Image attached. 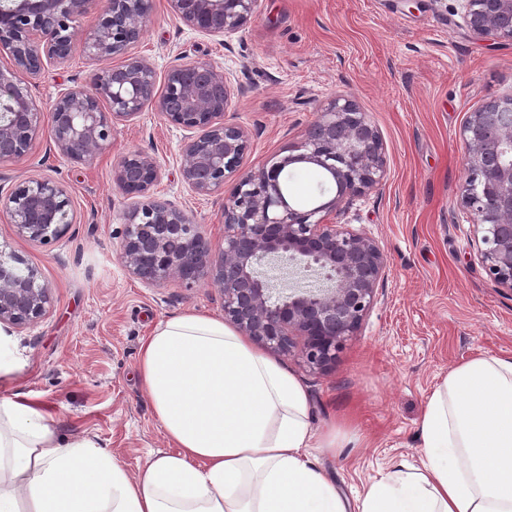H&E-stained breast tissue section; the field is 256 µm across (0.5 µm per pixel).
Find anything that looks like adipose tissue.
<instances>
[{
  "label": "adipose tissue",
  "instance_id": "ef3b65f1",
  "mask_svg": "<svg viewBox=\"0 0 512 512\" xmlns=\"http://www.w3.org/2000/svg\"><path fill=\"white\" fill-rule=\"evenodd\" d=\"M25 358L0 327V512H512V356L449 369L420 420L418 465L348 500L313 465L335 453L311 396L222 318L186 311L140 349L142 388L176 451L131 474L86 434L65 438L17 392Z\"/></svg>",
  "mask_w": 512,
  "mask_h": 512
}]
</instances>
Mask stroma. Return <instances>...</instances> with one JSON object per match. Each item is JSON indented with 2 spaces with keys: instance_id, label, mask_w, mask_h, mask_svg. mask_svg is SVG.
I'll list each match as a JSON object with an SVG mask.
<instances>
[{
  "instance_id": "stroma-1",
  "label": "stroma",
  "mask_w": 512,
  "mask_h": 512,
  "mask_svg": "<svg viewBox=\"0 0 512 512\" xmlns=\"http://www.w3.org/2000/svg\"><path fill=\"white\" fill-rule=\"evenodd\" d=\"M131 53L160 83L182 64L224 72V119L249 137L244 173L297 146L337 96L355 100L377 128L384 180L336 214L383 251L375 303L330 369L310 370L293 355L281 361L308 388L314 425L335 420L346 436L315 464L347 498L386 470L416 463L420 419L448 369L478 354L512 356V290L492 282L471 246L461 140L471 112L512 97V42L468 32L460 0H257L246 25L224 36L188 28L167 0H153ZM97 68L74 46L66 62L46 63L29 80V92L49 110L60 93L90 89ZM187 135L149 108L117 123L92 160L77 162L55 148L45 122L25 156L0 163L1 196L50 178L72 200L69 228L46 244L20 235L0 212V250L50 290L45 314L13 331L26 357L19 389L46 405L62 435L96 437L132 474L149 454L171 450L139 382L143 337L188 310L223 315L224 299L211 284L147 283L126 270L119 253L132 200L112 168L131 150L153 156L161 166L154 195L220 249L224 196L184 184Z\"/></svg>"
}]
</instances>
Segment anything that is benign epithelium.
I'll list each match as a JSON object with an SVG mask.
<instances>
[{
  "label": "benign epithelium",
  "mask_w": 512,
  "mask_h": 512,
  "mask_svg": "<svg viewBox=\"0 0 512 512\" xmlns=\"http://www.w3.org/2000/svg\"><path fill=\"white\" fill-rule=\"evenodd\" d=\"M187 27L213 36L238 31L256 0H168ZM463 21L473 34L512 41V0H462ZM89 0H8L0 6V162L24 156L43 112L28 93L44 62H64L75 44V23ZM152 0H104L98 21L83 40L99 63L91 89L61 94L50 110L57 149L89 161L106 148L115 123L145 108L169 123L195 131L183 147L182 181L195 193L224 190L249 148L247 134L224 121L229 93L224 73L211 64L175 66L155 92L154 70L129 55L144 31ZM116 57L123 58L112 64ZM465 159L463 201L474 214L472 246L490 279L512 291V101H490L470 114L462 131ZM288 154L237 176L224 198V247L212 253L199 225L170 201L151 194L161 169L141 151L123 155L113 181L137 198L126 214L120 259L136 278L157 283L179 279L211 283L224 295V321L266 350L297 353L311 369L325 371L372 308L386 261L378 243L328 221L347 199L384 178L383 144L366 113L349 97L331 99L306 138ZM295 164L329 173L335 195L314 206L294 204L281 177ZM72 201L52 179L19 183L3 201L8 223L32 241L48 243L71 224ZM288 259L318 273L314 283L272 300L270 283L256 265ZM21 260L0 253V323L24 326L40 318L49 287Z\"/></svg>",
  "instance_id": "benign-epithelium-1"
}]
</instances>
